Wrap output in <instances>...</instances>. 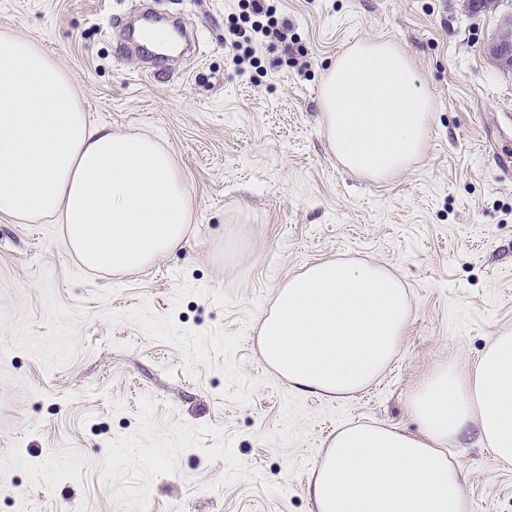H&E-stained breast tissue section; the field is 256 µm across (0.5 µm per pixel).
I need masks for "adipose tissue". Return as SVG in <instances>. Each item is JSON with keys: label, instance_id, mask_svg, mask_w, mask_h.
Here are the masks:
<instances>
[{"label": "adipose tissue", "instance_id": "ef3b65f1", "mask_svg": "<svg viewBox=\"0 0 512 512\" xmlns=\"http://www.w3.org/2000/svg\"><path fill=\"white\" fill-rule=\"evenodd\" d=\"M320 106L329 147L355 176L389 180L423 152L431 98L396 43L345 48ZM0 216L53 220L87 266L128 273L184 242L192 206L167 149L91 124L70 75L36 41L1 31ZM409 307L387 268L320 261L279 289L260 353L289 384L351 395L396 356ZM411 408L417 436L370 423L337 430L308 487L317 512H464L462 474L444 445L472 427L496 462L512 464V332L493 337L474 365L437 367Z\"/></svg>", "mask_w": 512, "mask_h": 512}]
</instances>
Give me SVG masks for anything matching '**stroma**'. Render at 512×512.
<instances>
[{
    "mask_svg": "<svg viewBox=\"0 0 512 512\" xmlns=\"http://www.w3.org/2000/svg\"><path fill=\"white\" fill-rule=\"evenodd\" d=\"M142 2L198 37L150 78L126 38ZM509 11L279 0L287 43L236 51L239 0H0V30L54 56L92 124L155 137L192 199L185 242L118 275L86 267L61 225L0 216V512H316L308 484L339 427L419 433L418 386L512 329V180L488 151L512 137V68L486 51ZM365 39L402 46L433 106L419 160L382 182L338 165L319 101ZM337 258L383 265L411 303L398 354L352 396L294 388L259 348L278 290ZM447 448L466 512H512V466L473 430Z\"/></svg>",
    "mask_w": 512,
    "mask_h": 512,
    "instance_id": "35a3bbf8",
    "label": "stroma"
}]
</instances>
